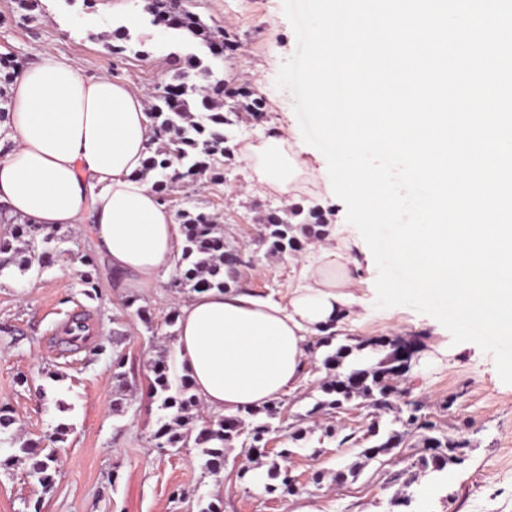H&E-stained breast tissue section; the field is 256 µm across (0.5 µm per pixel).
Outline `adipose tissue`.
Listing matches in <instances>:
<instances>
[{
  "mask_svg": "<svg viewBox=\"0 0 512 512\" xmlns=\"http://www.w3.org/2000/svg\"><path fill=\"white\" fill-rule=\"evenodd\" d=\"M0 123V208L51 231L91 223V243L116 285L149 286L179 259L173 216L141 179L157 130L129 84L88 77L44 52L11 82ZM260 186L301 190L305 172L288 135L253 148ZM196 293L178 312L177 358L199 403L232 416L297 390L311 338L353 302L346 266H301L287 306L239 287Z\"/></svg>",
  "mask_w": 512,
  "mask_h": 512,
  "instance_id": "ef3b65f1",
  "label": "adipose tissue"
}]
</instances>
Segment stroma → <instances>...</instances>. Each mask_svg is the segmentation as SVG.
<instances>
[{
	"label": "stroma",
	"instance_id": "35a3bbf8",
	"mask_svg": "<svg viewBox=\"0 0 512 512\" xmlns=\"http://www.w3.org/2000/svg\"><path fill=\"white\" fill-rule=\"evenodd\" d=\"M145 6L146 0H39L37 9L25 11L17 0H0V55L27 65L44 51L61 53L87 75L126 82L149 99L178 80L205 86L216 77L258 86L265 112L241 113L237 125L226 128L233 159L220 164V178L173 183L168 208L204 213L220 224L225 249L245 261L238 284L283 305L301 264H324L323 248H335L336 261L355 263L360 280L356 304L335 318L336 343L404 339L415 357L391 413L380 416L369 403L352 401L311 417L307 411L329 375L324 349L312 352L300 388L278 398L281 414L269 435L276 447L295 449L286 466L298 480L297 494L283 499L239 478L245 467L264 471L267 460H247L236 442L226 450L232 467L212 476L198 466L195 448H161L153 436L160 412L150 397L151 367L163 360L178 374L177 330L165 320L192 289L181 286L174 272L147 288H116L102 263L98 292L87 296L79 257L91 250L90 233L83 225L62 228L66 254L26 271L13 264L0 274V414L13 420L5 437L17 445L53 444L59 455L48 490L30 477L25 456L0 467V512H199L201 503L217 500L224 512H296L301 506L314 512H512V384L502 382L493 356L472 342L453 343L429 315L376 307L373 255L347 222L346 206L316 148L305 146L301 155L310 177L297 196L250 189L254 164L243 148L263 143L279 128L302 137L290 93L275 84L297 46L282 0H192V11L231 42L208 72L188 63L193 55L207 57V48L150 25ZM132 14L138 23L130 33L141 49L113 53L114 31ZM295 208L317 209L325 237L303 235L298 250L268 252L262 243L267 215ZM137 306L149 311L150 322L134 316ZM118 358L119 370L113 366ZM414 411L448 437L467 441V459L416 478L405 489L411 499L405 507L394 503L402 489L391 476L411 470L421 450L403 424ZM375 422L406 438L396 454L366 464L360 452L372 445L368 428ZM61 423L68 427L63 440L50 442ZM329 428L335 437H326ZM297 430L304 438L290 444ZM353 465L363 468L357 481L336 486V471Z\"/></svg>",
	"mask_w": 512,
	"mask_h": 512
}]
</instances>
